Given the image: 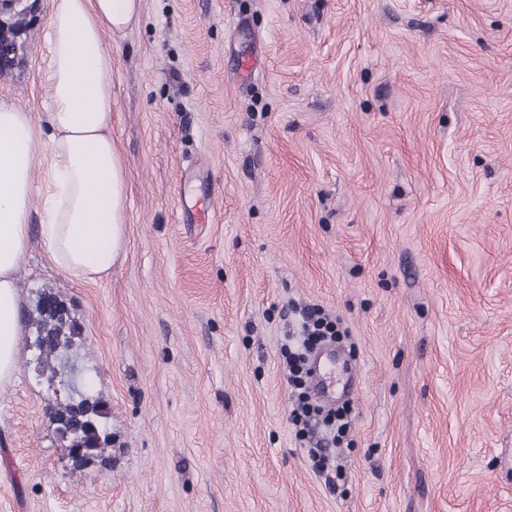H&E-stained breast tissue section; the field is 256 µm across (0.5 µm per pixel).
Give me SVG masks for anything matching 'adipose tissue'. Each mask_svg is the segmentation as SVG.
<instances>
[{"instance_id":"obj_1","label":"adipose tissue","mask_w":512,"mask_h":512,"mask_svg":"<svg viewBox=\"0 0 512 512\" xmlns=\"http://www.w3.org/2000/svg\"><path fill=\"white\" fill-rule=\"evenodd\" d=\"M140 0H53L48 136L32 110L0 103V388L18 370L17 279L30 241L34 171L42 169L40 242L75 278L108 273L126 244V183L112 140V54L105 34L137 20Z\"/></svg>"}]
</instances>
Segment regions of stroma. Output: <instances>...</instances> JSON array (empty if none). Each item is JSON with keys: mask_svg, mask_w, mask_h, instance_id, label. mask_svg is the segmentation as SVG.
I'll return each instance as SVG.
<instances>
[{"mask_svg": "<svg viewBox=\"0 0 512 512\" xmlns=\"http://www.w3.org/2000/svg\"><path fill=\"white\" fill-rule=\"evenodd\" d=\"M27 4L0 102L41 124ZM106 43L127 246L89 280L31 238L0 512H512V0H141ZM45 296L75 334L48 359ZM307 305L348 338L333 489L289 418ZM84 398L111 440L79 462L54 410Z\"/></svg>", "mask_w": 512, "mask_h": 512, "instance_id": "1", "label": "stroma"}]
</instances>
